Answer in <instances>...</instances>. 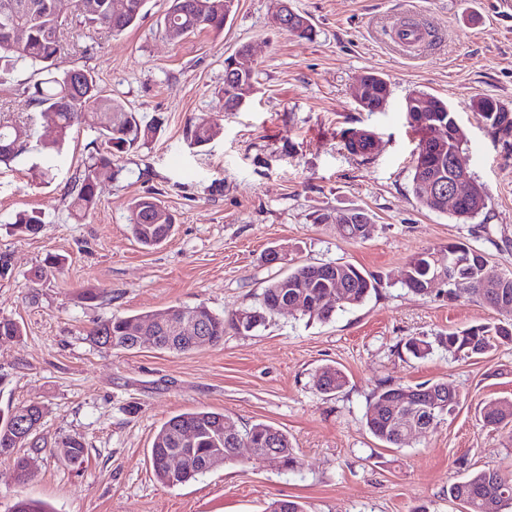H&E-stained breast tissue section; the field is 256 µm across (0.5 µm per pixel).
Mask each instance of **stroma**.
<instances>
[{"label":"stroma","instance_id":"obj_1","mask_svg":"<svg viewBox=\"0 0 512 512\" xmlns=\"http://www.w3.org/2000/svg\"><path fill=\"white\" fill-rule=\"evenodd\" d=\"M316 34L301 40L271 24L276 0H238L222 32L168 41L160 22L169 0H145L137 26L114 36L93 32L70 42L64 62L90 69L105 93L161 124L147 144L116 158L99 177V201L71 214L68 188L90 153L104 149L88 115L46 158L31 151L0 166V318L22 333L0 340V409L44 407L45 447L35 475L12 483L14 460L0 457V512L20 498L55 512H265L296 500L305 512H463L449 485L475 470L512 473V425L485 424L490 404L512 400V343L473 358L434 348L422 359L400 340H434L496 321V310L441 291L417 295L401 279L425 252L461 241L512 272V138L495 134L471 104L492 98L512 109V0H289ZM424 16L431 46L410 57L393 28ZM252 48L256 90L209 144L189 146L191 125L218 115L224 59ZM381 75L391 95L384 111L356 103L355 81ZM424 90L447 100L463 127V159L488 206L461 223L422 207L411 190L418 137L405 100ZM375 133L368 157L350 155L345 131ZM157 194L176 216L172 238L139 245L128 228L131 200ZM45 213L39 233L12 225L22 210ZM351 209L374 225L362 242L336 220ZM284 255L267 262L268 250ZM61 270L40 276L46 255ZM347 262L372 276L375 293L331 319L284 310L248 333L186 353L92 344L95 323L112 315L160 313L206 305L225 315L255 303L267 280L300 264ZM96 299H83L86 289ZM326 365L347 383L326 396L314 385ZM448 383L462 402L436 428L389 448L365 425L383 384ZM205 408L237 429L257 422L287 433L302 465L274 470L242 450L241 460L195 480L166 486L150 456L156 432L172 416ZM85 443L82 465L55 450L62 438Z\"/></svg>","mask_w":512,"mask_h":512}]
</instances>
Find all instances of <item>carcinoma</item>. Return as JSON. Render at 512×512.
Returning a JSON list of instances; mask_svg holds the SVG:
<instances>
[{
  "label": "carcinoma",
  "mask_w": 512,
  "mask_h": 512,
  "mask_svg": "<svg viewBox=\"0 0 512 512\" xmlns=\"http://www.w3.org/2000/svg\"><path fill=\"white\" fill-rule=\"evenodd\" d=\"M144 0H74L72 19L61 16L56 0H0V83L14 77L21 69H30L32 74L41 76L34 83L20 81L23 92L38 107L35 117L26 119L15 117L7 112L0 113V164L13 163L34 138L36 124L53 127L58 140L42 144L43 150L50 153L59 150V144L66 140L72 131L82 124L83 109L91 107L99 115V134L107 145L106 150L90 156L84 168L72 181L70 195L75 216L82 217L93 211L98 204V184L95 172L112 166V157L126 152L139 142H146L157 131L158 121H144L137 112L123 101L115 99L99 88L94 76L86 69L67 67L63 64L68 28L77 33L106 28L119 35L134 26L141 18ZM227 17L224 15L223 0H171V5L163 19V32L176 30L179 38L197 31L208 29L220 32L224 29ZM22 27L25 37L15 40L4 33V28ZM366 95L358 100L364 110L380 102L387 103L390 89L387 82L376 74L367 75ZM255 72L246 74L234 82H224L222 89L224 103L246 104L255 91ZM473 111L479 113L484 123L496 129L507 116L505 107L496 101L480 97L472 102ZM406 117L410 127L423 141L426 132L425 122L444 121L448 123V147L429 148L418 153L412 170V192L418 202L427 209L450 214L461 221H467L480 214L488 205V197L476 202H468L452 211L438 204L431 205L422 198L420 180L424 173L435 172L441 178L450 180L454 168L448 165V155L462 158L466 133L458 124L455 113L449 111L448 103L437 96L418 90L406 98ZM221 132L219 124H197L190 130V143L203 146ZM346 150L355 156L366 157L375 149V142L365 137L354 143L345 141ZM165 209L161 200L149 193L135 198L130 206L129 230L132 237L142 246L152 248L164 243L172 236L175 227L173 214H168L162 222L156 214ZM352 222L345 226L347 238L362 241L370 236L366 231L370 218L362 211L351 212ZM44 223V214L38 210L23 211L16 215L14 225L22 233H31V226ZM445 252L452 258L469 260L459 268L458 273L467 279V286L451 290L449 299L455 300L464 295L504 314V318L494 325L479 324L448 333L437 338L439 345L465 357L482 355L490 351L497 341L512 342V274L498 273L485 254L462 242L448 244ZM436 270L435 261L422 254L413 259L403 273V283L414 293L423 295L422 282L427 270ZM344 280L348 295L344 301L330 307L313 306V298L336 290V279ZM377 290V281L365 275L352 264L326 262L304 264L295 267L285 277L268 280L259 302L255 306L242 309L246 314L243 322L237 321V313L220 316L206 308L202 311L206 334L205 345H219L224 342L227 330L251 332L265 325L268 316L280 311L285 300L300 306L299 313L308 318L329 319L335 308L363 304L372 292ZM146 314L132 316L113 315L100 321L90 332L94 344L103 347L112 345L114 350H133L135 340L128 333L129 327L143 320ZM403 346L415 358H423L431 353L432 343L419 337H410ZM157 348L173 352H187L199 348L195 338L179 336L170 329L158 331ZM346 384V376L334 367L321 369L317 389L327 395L340 391ZM399 384L383 385L373 393L366 411V425L371 434L380 442L396 446L406 445V440L393 426L394 415L406 411L413 420L419 422L431 415L441 418L455 410L459 399L448 398V383L427 381L414 385L422 399L419 404L398 405ZM13 409L0 411V448L39 447L40 438L16 440V434L7 420ZM225 415L208 410H196L176 415L165 422L154 437L151 448V461L157 480L170 484V478L163 465L164 459L183 450L178 442L182 429L194 426L201 428L194 447L187 449L193 463L182 473L179 483H185L207 472L203 463L219 452L230 453L236 444L221 440L207 431V426L221 429ZM242 438H252L258 443V454L273 453L281 459L282 469L294 471L300 468L299 458L292 448L288 435L266 423H256L240 433ZM57 452L72 465L84 460L85 445L81 438L69 436L57 446ZM448 497L462 500L467 504V512H512V475L497 470H480L471 473L465 480L448 487Z\"/></svg>",
  "instance_id": "obj_1"
}]
</instances>
